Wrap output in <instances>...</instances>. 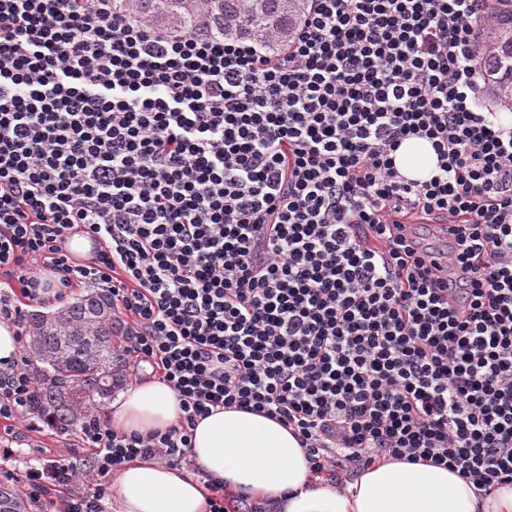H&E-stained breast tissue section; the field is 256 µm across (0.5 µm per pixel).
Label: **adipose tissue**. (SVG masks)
<instances>
[{
	"label": "adipose tissue",
	"instance_id": "ef3b65f1",
	"mask_svg": "<svg viewBox=\"0 0 512 512\" xmlns=\"http://www.w3.org/2000/svg\"><path fill=\"white\" fill-rule=\"evenodd\" d=\"M437 156L424 140L404 141L399 171L426 179ZM182 417L177 393L157 378L136 382L112 404L115 429L143 437L166 432ZM192 459L230 495L245 494L271 512H512V485L490 497L447 469L383 459L345 485L313 472L292 431L243 409H221L194 429ZM120 512H206L208 491L185 469L149 458L125 462L112 475Z\"/></svg>",
	"mask_w": 512,
	"mask_h": 512
}]
</instances>
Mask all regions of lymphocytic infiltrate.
Returning a JSON list of instances; mask_svg holds the SVG:
<instances>
[{
    "mask_svg": "<svg viewBox=\"0 0 512 512\" xmlns=\"http://www.w3.org/2000/svg\"><path fill=\"white\" fill-rule=\"evenodd\" d=\"M307 2L274 55L117 0H0V279L31 302L104 284L184 412L146 438L87 415L93 494L64 455L8 472L39 512H103L138 456L190 465L217 407L279 419L337 482L388 457L512 484V125L480 111L474 52L491 0ZM410 138L427 180L395 166ZM405 214L455 225L446 261ZM33 389L16 357L1 461ZM436 162L431 144L424 140H405L395 153L397 168L409 178L426 179L435 169Z\"/></svg>",
    "mask_w": 512,
    "mask_h": 512,
    "instance_id": "obj_1",
    "label": "lymphocytic infiltrate"
}]
</instances>
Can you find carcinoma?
<instances>
[{
	"mask_svg": "<svg viewBox=\"0 0 512 512\" xmlns=\"http://www.w3.org/2000/svg\"><path fill=\"white\" fill-rule=\"evenodd\" d=\"M138 7L161 27L176 32L200 24L196 0H140ZM306 0H212L213 31L226 39L266 41L269 31L287 37L306 11ZM487 94L496 107L512 104V13L498 14L495 34L478 44ZM110 296L89 291L50 313L30 315L25 361L33 367V408L55 426L72 427L80 416L119 390L126 381L125 348L112 321ZM12 512H31V503L4 486Z\"/></svg>",
	"mask_w": 512,
	"mask_h": 512,
	"instance_id": "obj_1",
	"label": "carcinoma"
}]
</instances>
